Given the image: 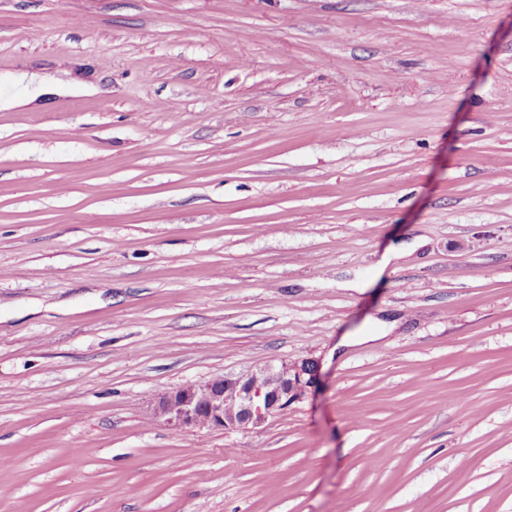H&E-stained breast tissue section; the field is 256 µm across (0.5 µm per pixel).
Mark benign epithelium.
<instances>
[{
  "mask_svg": "<svg viewBox=\"0 0 512 512\" xmlns=\"http://www.w3.org/2000/svg\"><path fill=\"white\" fill-rule=\"evenodd\" d=\"M315 376L316 365L310 360L267 364L178 386L159 395L152 411L175 430L257 428L302 401Z\"/></svg>",
  "mask_w": 512,
  "mask_h": 512,
  "instance_id": "obj_1",
  "label": "benign epithelium"
}]
</instances>
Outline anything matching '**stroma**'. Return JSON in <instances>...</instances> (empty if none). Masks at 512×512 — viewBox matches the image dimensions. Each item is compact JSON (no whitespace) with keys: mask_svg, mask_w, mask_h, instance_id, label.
I'll use <instances>...</instances> for the list:
<instances>
[{"mask_svg":"<svg viewBox=\"0 0 512 512\" xmlns=\"http://www.w3.org/2000/svg\"><path fill=\"white\" fill-rule=\"evenodd\" d=\"M23 72L97 90L0 111V512H512V0H0ZM316 372L313 361L301 360L187 383L159 395L152 411L175 430L257 428L301 402Z\"/></svg>","mask_w":512,"mask_h":512,"instance_id":"1","label":"stroma"}]
</instances>
